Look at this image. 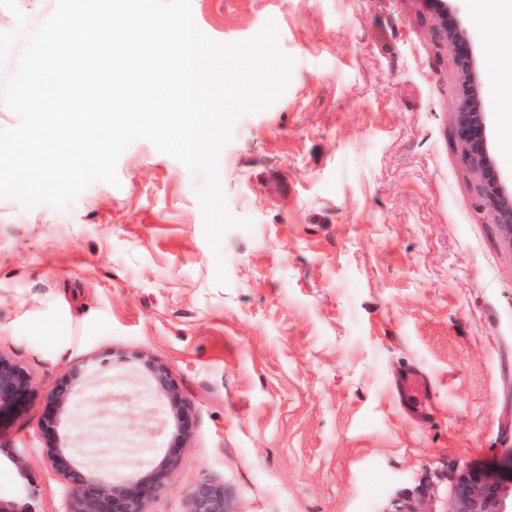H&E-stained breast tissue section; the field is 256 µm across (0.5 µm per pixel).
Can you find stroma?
Wrapping results in <instances>:
<instances>
[{
    "label": "stroma",
    "mask_w": 512,
    "mask_h": 512,
    "mask_svg": "<svg viewBox=\"0 0 512 512\" xmlns=\"http://www.w3.org/2000/svg\"><path fill=\"white\" fill-rule=\"evenodd\" d=\"M467 35L436 34L427 0H192L219 42L275 20L295 65L283 96L238 118L219 158L232 215L215 281L196 190L151 143L131 144L119 186L92 183L64 211L0 199V356L30 389L0 418V499L64 512L65 478L42 433L48 394L92 369L58 431L100 474H133L176 452L147 512H185L223 485L234 512H449L465 470L512 454V245L476 210L455 136L467 47L479 69L493 163L512 192V95L478 24V0H448ZM163 365L191 410L171 449L164 403L134 360ZM422 373L427 400L395 386ZM33 485V498L21 497Z\"/></svg>",
    "instance_id": "stroma-1"
}]
</instances>
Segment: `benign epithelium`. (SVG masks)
<instances>
[{
	"label": "benign epithelium",
	"instance_id": "7a95c632",
	"mask_svg": "<svg viewBox=\"0 0 512 512\" xmlns=\"http://www.w3.org/2000/svg\"><path fill=\"white\" fill-rule=\"evenodd\" d=\"M441 17L440 31L455 43L464 40L457 25L448 18L447 0H430ZM461 73L459 112L456 113V137L462 162L477 177V196L480 207L492 215L502 238L512 244V195L507 193L491 164L486 139V116L480 97L476 94L475 60L468 50L456 59ZM139 363L152 394L163 398L169 412L171 443L176 445L191 436L190 409L169 373L143 355L134 356ZM87 372L72 368L49 393L55 413L43 425L47 441V457L52 467L68 481L71 507L67 512H146L149 494L167 487L170 473L179 463L178 457L166 454L133 475H115L103 480L95 469L72 461L69 436L57 433L59 418L72 406L76 389L85 384ZM30 380L24 369L0 356V410L17 402L29 389ZM186 512H234L224 487L202 482L187 495ZM450 512H512V490H506L503 480L484 472L468 470L457 478Z\"/></svg>",
	"mask_w": 512,
	"mask_h": 512
}]
</instances>
